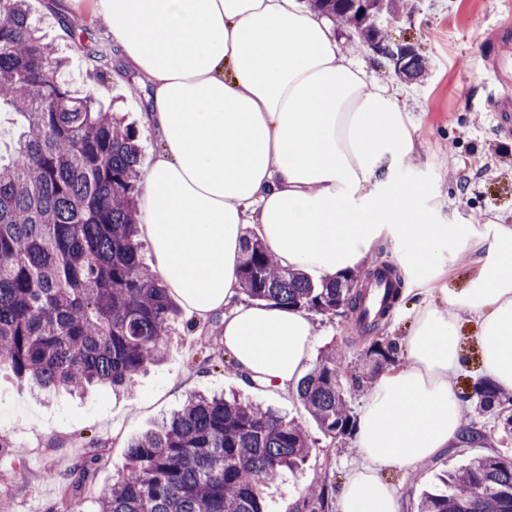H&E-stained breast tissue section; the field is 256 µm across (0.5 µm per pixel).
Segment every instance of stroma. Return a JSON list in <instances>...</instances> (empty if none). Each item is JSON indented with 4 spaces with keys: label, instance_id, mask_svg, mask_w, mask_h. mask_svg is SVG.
Masks as SVG:
<instances>
[{
    "label": "stroma",
    "instance_id": "1",
    "mask_svg": "<svg viewBox=\"0 0 512 512\" xmlns=\"http://www.w3.org/2000/svg\"><path fill=\"white\" fill-rule=\"evenodd\" d=\"M28 5L42 20V37L69 60L77 90L110 103L136 124L141 167L149 169L159 140L143 119L147 86L136 84L117 49L112 52L110 75L98 78L71 46L48 0H28ZM412 5L411 17L400 18L389 33L415 44L425 59L421 82L406 80L392 63L358 48L353 30L341 22L336 25L347 43L353 44L354 61L368 64L379 81L409 94L406 110L417 128L420 147L412 159L397 166L395 178L417 188V204L432 211L439 222L472 224L483 218L512 225V136L495 133L489 104L496 88L487 79L481 59L488 29L504 18L502 0H413ZM404 280L406 295L394 304L377 334L361 331L351 313L314 316L315 355L330 347L347 355L346 388L352 412H359L367 392L355 380L362 375L364 352L374 337L400 340L411 328L419 286L415 275L405 274ZM221 320L217 314L197 321L186 308H179L166 358L139 374L130 395L100 386L81 397L65 392L39 397L10 372L0 371V436L10 442L9 447L0 448V483L8 485L10 512H53L63 495L64 475L83 457L96 453L100 461L94 483L80 494L85 512H91L93 493L111 486L122 471L128 441L178 409L193 391H243L245 398L287 414L315 440L316 448L299 472L277 479L270 488L268 512H291L305 487L325 482L341 485L361 461L354 437L334 443L326 439L295 392L245 391L232 364L204 365L203 348L218 341ZM463 415L484 424L486 441L459 445L405 472L383 473V480L400 499L401 512H418L421 494L445 471L470 458L494 453L512 456V437L505 435L495 416L480 413L472 402L465 403ZM92 439L99 441V449L89 448ZM51 472L56 475L52 481L47 478Z\"/></svg>",
    "mask_w": 512,
    "mask_h": 512
}]
</instances>
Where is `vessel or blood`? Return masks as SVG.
<instances>
[{"label": "vessel or blood", "mask_w": 512, "mask_h": 512, "mask_svg": "<svg viewBox=\"0 0 512 512\" xmlns=\"http://www.w3.org/2000/svg\"><path fill=\"white\" fill-rule=\"evenodd\" d=\"M486 71L498 93L491 101L495 129L499 134L512 133V23H499L493 30L484 54ZM390 287L387 276L372 278L366 285V297L358 311L363 320L377 317Z\"/></svg>", "instance_id": "vessel-or-blood-1"}]
</instances>
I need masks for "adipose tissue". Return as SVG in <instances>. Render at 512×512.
I'll list each match as a JSON object with an SVG mask.
<instances>
[{"instance_id":"ef3b65f1","label":"adipose tissue","mask_w":512,"mask_h":512,"mask_svg":"<svg viewBox=\"0 0 512 512\" xmlns=\"http://www.w3.org/2000/svg\"><path fill=\"white\" fill-rule=\"evenodd\" d=\"M105 24L149 83L161 149L137 220L156 270L192 314L223 316L221 336L246 387L288 392L312 356L308 312L243 300L247 225L281 267L325 278L355 271L380 243L424 275L400 364L369 389L357 422L365 459L338 512H400L380 474L460 441L454 381L468 365L459 316L478 325L485 376L512 394V225L439 224L394 170L418 134L391 86L348 57L326 16L300 0H68ZM473 254L464 287L440 284Z\"/></svg>"}]
</instances>
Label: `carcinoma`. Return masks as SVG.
Masks as SVG:
<instances>
[{"mask_svg":"<svg viewBox=\"0 0 512 512\" xmlns=\"http://www.w3.org/2000/svg\"><path fill=\"white\" fill-rule=\"evenodd\" d=\"M354 28L373 48L385 47L398 0H311ZM60 23L79 41L103 79L109 49L82 23ZM65 62L38 36L27 0H0V111L26 125L11 161H0V369L33 390L83 392L106 386L131 393L135 376L163 358L176 306L142 260L136 224L139 169L136 129L112 109L72 89ZM425 63L408 56L403 74L419 78ZM241 291L249 299L334 313L358 310L363 290L352 275L313 281L279 266L256 236L244 238ZM398 343L375 340L363 374L375 378L397 360ZM346 355L331 350L296 386L324 437L352 434L344 389ZM477 399L512 429V397L487 379ZM477 422L461 442L479 443ZM285 415L236 395L193 393L182 408L127 445L119 480L96 497L98 512H265L268 485L294 471L314 448ZM98 457L66 475V488L91 484ZM333 487L305 489L296 512H332ZM419 512H512V458L472 459L425 491Z\"/></svg>","mask_w":512,"mask_h":512,"instance_id":"obj_1","label":"carcinoma"}]
</instances>
